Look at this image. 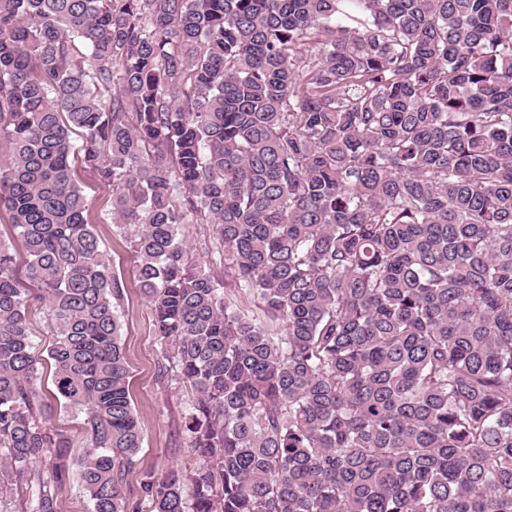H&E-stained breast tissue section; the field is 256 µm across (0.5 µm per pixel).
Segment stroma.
<instances>
[{"label":"stroma","instance_id":"obj_1","mask_svg":"<svg viewBox=\"0 0 512 512\" xmlns=\"http://www.w3.org/2000/svg\"><path fill=\"white\" fill-rule=\"evenodd\" d=\"M72 165L89 206L88 219L103 243L115 274L124 283L121 305L122 342L131 372L132 404L142 430L137 465L126 475V491H135L147 476L162 477L176 466H191L195 456L184 432V412L193 398L191 389L162 377L164 361L155 327L152 303L136 278L135 256L127 234L109 219L112 188L85 168L81 158ZM49 423L72 441L67 454L69 478L63 489L61 512H90L91 502L79 478L78 459L85 445L82 414L53 407Z\"/></svg>","mask_w":512,"mask_h":512}]
</instances>
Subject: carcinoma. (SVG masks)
Instances as JSON below:
<instances>
[{
	"label": "carcinoma",
	"instance_id": "carcinoma-1",
	"mask_svg": "<svg viewBox=\"0 0 512 512\" xmlns=\"http://www.w3.org/2000/svg\"><path fill=\"white\" fill-rule=\"evenodd\" d=\"M0 140V491L23 512H60L65 472L37 465L70 447L38 412L35 290L92 512H136L122 284L77 150L194 392L198 464L141 482L151 512H512V0H0ZM204 228L202 224H185L181 230L193 250L194 260L201 265H209L214 260L213 248ZM28 316L31 332L34 335L32 336L33 342L37 346L38 350L43 352L42 355L44 356L43 358H45L46 349L52 344L53 336L46 326L43 304L31 299Z\"/></svg>",
	"mask_w": 512,
	"mask_h": 512
}]
</instances>
